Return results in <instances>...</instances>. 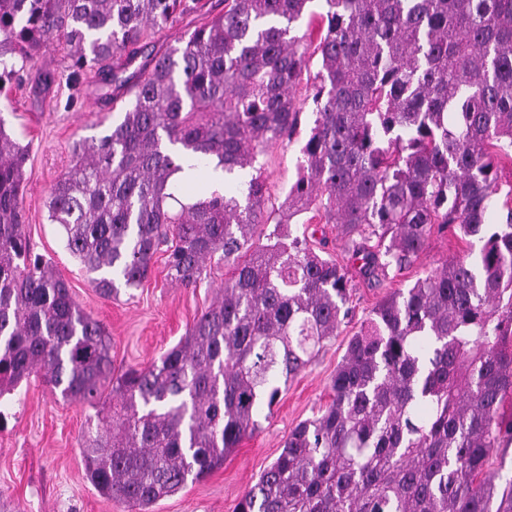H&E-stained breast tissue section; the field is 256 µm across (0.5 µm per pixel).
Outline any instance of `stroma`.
I'll return each mask as SVG.
<instances>
[{"label": "stroma", "mask_w": 512, "mask_h": 512, "mask_svg": "<svg viewBox=\"0 0 512 512\" xmlns=\"http://www.w3.org/2000/svg\"><path fill=\"white\" fill-rule=\"evenodd\" d=\"M46 73L55 82L45 90L37 78ZM112 115L111 85L93 70L73 79L69 49L60 40L35 56L8 98L0 97V119L29 147L23 183L26 233L35 251L53 261L79 305L104 325L112 365L120 372L147 366L174 346L213 304L226 270L222 255H214L207 277L196 287L182 288L167 281L165 257L159 254L140 287L106 298L89 286L80 264L66 251L58 225L48 223L46 203L52 184L72 164L74 142L102 136ZM300 145L296 139L258 157L273 196L284 197L295 181ZM464 248L451 234L436 233L421 258L399 277L377 287L355 280L348 318L314 361L289 380L253 436L226 458L223 468L159 500L153 512H234L239 498L279 456L289 431L328 402L329 383L347 342L371 310ZM95 423V408L63 401L36 377L0 398V512H133L121 500L101 497L85 478L83 437Z\"/></svg>", "instance_id": "1"}]
</instances>
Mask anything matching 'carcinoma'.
<instances>
[{
  "label": "carcinoma",
  "instance_id": "obj_1",
  "mask_svg": "<svg viewBox=\"0 0 512 512\" xmlns=\"http://www.w3.org/2000/svg\"><path fill=\"white\" fill-rule=\"evenodd\" d=\"M311 2L224 0L136 67L145 38L202 0H0V86L56 36L74 73L112 83V102L134 93L106 134L76 146L47 203L90 285L106 297L137 288L161 251L184 288L219 252L229 269L175 346L114 375L105 329L31 248L28 148L0 122V397L34 375L67 401L106 406L84 439L85 478L150 512L258 430L281 383L348 316L353 276L401 274L438 224L467 249L373 309L330 401L288 433L236 512H512V483L487 471L512 442V186L502 222L487 223L512 165V0ZM302 85L313 126L277 206L247 168L293 141ZM186 157L232 189L179 199ZM310 211L355 271L315 251L300 220Z\"/></svg>",
  "mask_w": 512,
  "mask_h": 512
}]
</instances>
